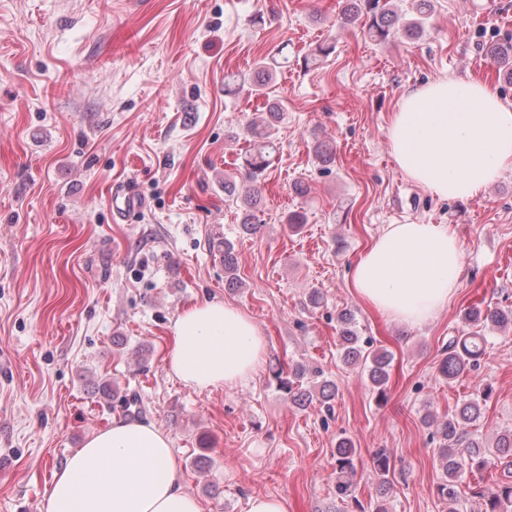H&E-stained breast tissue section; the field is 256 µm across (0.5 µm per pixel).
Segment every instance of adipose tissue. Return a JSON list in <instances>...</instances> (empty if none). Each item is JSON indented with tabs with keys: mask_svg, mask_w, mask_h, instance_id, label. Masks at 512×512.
<instances>
[{
	"mask_svg": "<svg viewBox=\"0 0 512 512\" xmlns=\"http://www.w3.org/2000/svg\"><path fill=\"white\" fill-rule=\"evenodd\" d=\"M389 150L410 182L441 199L482 195L512 169V104L482 78H445L401 93L386 127ZM464 252L445 224H390L354 263L355 293L412 326L432 322L456 296ZM170 374L196 390L234 386L261 367L266 338L221 300L185 308L171 326ZM47 512H200L176 478L172 441L155 424L113 421L55 474Z\"/></svg>",
	"mask_w": 512,
	"mask_h": 512,
	"instance_id": "1",
	"label": "adipose tissue"
}]
</instances>
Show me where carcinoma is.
I'll list each match as a JSON object with an SVG mask.
<instances>
[{
    "instance_id": "cac0c4a2",
    "label": "carcinoma",
    "mask_w": 512,
    "mask_h": 512,
    "mask_svg": "<svg viewBox=\"0 0 512 512\" xmlns=\"http://www.w3.org/2000/svg\"><path fill=\"white\" fill-rule=\"evenodd\" d=\"M414 18L397 26L396 11L390 7V0H344L339 20L343 26H357L378 44H385L389 39L402 33L408 38H415L423 33L425 25L432 14L431 0H413ZM487 56L498 67L503 76L512 80V41L490 45ZM288 58L277 64L260 62L249 74L228 72L224 75V91L229 94L245 92L251 96L266 98L268 112L266 118L244 128L248 137L249 149L242 157L241 176L252 184V189L243 196L237 194L235 183L224 181V194L239 200L240 228L246 234L257 232L262 224L260 209V185L270 167L272 160L280 149L277 133L284 109L274 98L271 89L275 82V67H284ZM236 255L229 242H224V271L228 286L237 285L235 277ZM354 316L343 311L336 317V331L341 346L342 358L350 365H363L367 371L368 381L378 398L385 396V386L389 381V367L392 355L387 351L373 349L370 338L358 336L353 326ZM469 332L464 336H450L443 349V357L438 364L439 375L448 381L456 380L477 368L487 345L484 335L488 327L508 329L512 327V309H474L466 314ZM282 388L291 394L292 400L299 406H307L317 401L326 410H331L332 401L338 393V387L329 380L322 379L318 370L309 371L304 366H293L288 378L280 380ZM492 388L487 387L457 406L455 412L446 418L438 419L431 415L423 418L428 427H435L432 435L439 442L437 456L441 470V481L437 485V495L449 502L457 497V485L466 474H480V483L473 487L472 496L481 501L480 512H512V480L501 477L486 480L483 474L491 469L502 468L503 473L512 472V429L503 431L492 447L477 438L470 427L481 418V403L491 396ZM356 448L348 438H341L336 443V496L354 501L360 512L364 506L355 499L353 475Z\"/></svg>"
}]
</instances>
